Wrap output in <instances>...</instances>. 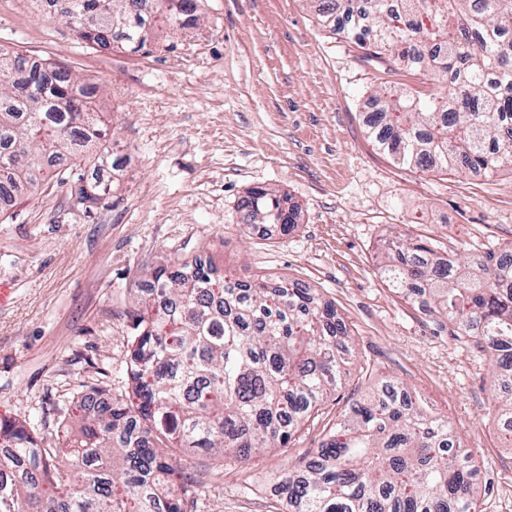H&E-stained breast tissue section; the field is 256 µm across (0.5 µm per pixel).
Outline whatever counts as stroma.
I'll list each match as a JSON object with an SVG mask.
<instances>
[{
	"label": "stroma",
	"mask_w": 512,
	"mask_h": 512,
	"mask_svg": "<svg viewBox=\"0 0 512 512\" xmlns=\"http://www.w3.org/2000/svg\"><path fill=\"white\" fill-rule=\"evenodd\" d=\"M197 16L196 28L131 54L89 47L40 0H0V49L96 86L93 106L123 157L94 207L52 176L0 202V285L11 289L0 305V418L53 440L79 419L81 399L130 393L139 274L198 257L241 281L313 289L356 357L286 447L246 461L181 453L193 512H288L277 476L385 381L453 423L479 467L480 512H512V449L487 352L390 288L380 262L393 227L452 256L511 250L512 170L395 164L365 119L370 90L395 79L388 60L324 28L310 0H197ZM257 187L297 207L293 231L243 226L238 203Z\"/></svg>",
	"instance_id": "35a3bbf8"
}]
</instances>
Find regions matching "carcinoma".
Here are the masks:
<instances>
[{"label": "carcinoma", "mask_w": 512, "mask_h": 512, "mask_svg": "<svg viewBox=\"0 0 512 512\" xmlns=\"http://www.w3.org/2000/svg\"><path fill=\"white\" fill-rule=\"evenodd\" d=\"M52 0L51 17L95 48L137 53L152 16L172 32L197 25L195 0ZM336 35L387 53L396 70L444 96L386 85L368 121L380 149L420 170L512 168V0H311ZM95 89L56 64L0 51V199L36 190L52 159L97 145ZM102 153L78 174L80 203L101 201ZM242 223L291 232L297 211L256 188ZM382 273L424 311L476 340L512 390V251L444 259L437 245L391 236ZM155 291L129 312L126 356L133 395L86 407L80 439L37 440L0 419V512H188L194 491L168 463L177 451L241 460L284 447L336 389L352 350L336 309L309 288L271 280L226 281L212 264L161 263L146 274ZM498 422L512 443V393ZM448 418L410 392L385 385L337 424L315 455L278 479L291 512H477L472 459L457 450Z\"/></svg>", "instance_id": "1"}]
</instances>
